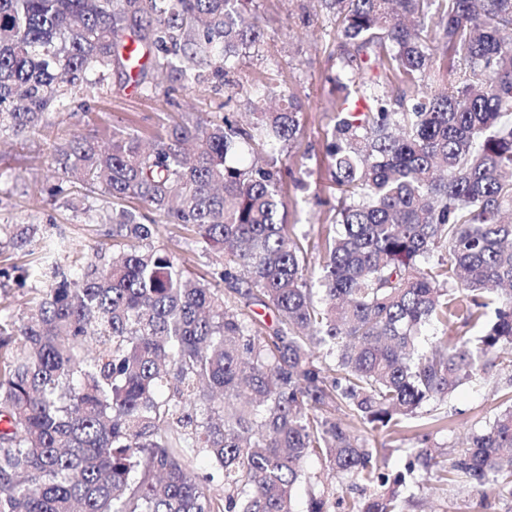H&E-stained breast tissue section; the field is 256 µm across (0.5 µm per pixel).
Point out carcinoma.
<instances>
[{
    "label": "carcinoma",
    "instance_id": "1",
    "mask_svg": "<svg viewBox=\"0 0 512 512\" xmlns=\"http://www.w3.org/2000/svg\"><path fill=\"white\" fill-rule=\"evenodd\" d=\"M249 2L0 0V139L113 70L146 96L151 67L185 87L204 67L230 72L260 41ZM324 2L350 50L318 268L308 233L285 224L277 161L301 130L285 87L263 86L248 128L54 141L55 182L33 194L66 204L81 182L112 199L111 228L76 272L59 261L64 234L9 238L49 285L21 319L0 306V512H295L312 457L369 491L348 512H403L402 489L424 479L512 497V391L452 457L428 432L391 471L336 418L439 431L460 385L512 367V0ZM358 100L368 110L347 111ZM160 220L219 260L199 273L155 245ZM477 324L420 345L428 326ZM331 497L310 491L305 512H332Z\"/></svg>",
    "mask_w": 512,
    "mask_h": 512
}]
</instances>
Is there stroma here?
<instances>
[{
  "label": "stroma",
  "mask_w": 512,
  "mask_h": 512,
  "mask_svg": "<svg viewBox=\"0 0 512 512\" xmlns=\"http://www.w3.org/2000/svg\"><path fill=\"white\" fill-rule=\"evenodd\" d=\"M251 9L264 37L242 51L227 78L216 77L208 67L199 82L185 88L167 73L153 70L148 77L158 89L148 97L112 72L100 85L75 91L69 111L52 114L50 120L103 142L113 126L128 123L148 135L174 120L193 123L226 115L246 125L256 89L267 83L286 85L298 97L303 113L301 134L286 146L281 159L293 185L286 221L308 227L314 239L336 215L325 145L336 113L331 79L340 67L344 44L336 17L323 0H254ZM52 144V135L45 131L28 134L19 144L0 142V224H31L41 234L63 232L88 257L103 239L112 203L82 187L75 190L70 206L34 197L32 186L51 175ZM299 181L304 184L300 190L295 187ZM33 263V257L0 247V302L19 317L44 288L40 279L27 273ZM511 388L512 369L502 367L490 368L487 375L460 386L441 408L447 428L437 434V442L459 446L465 434L492 423L502 409L499 391ZM403 496L405 512H512V500L490 490L475 492L433 482L424 489L408 486Z\"/></svg>",
  "instance_id": "obj_1"
}]
</instances>
